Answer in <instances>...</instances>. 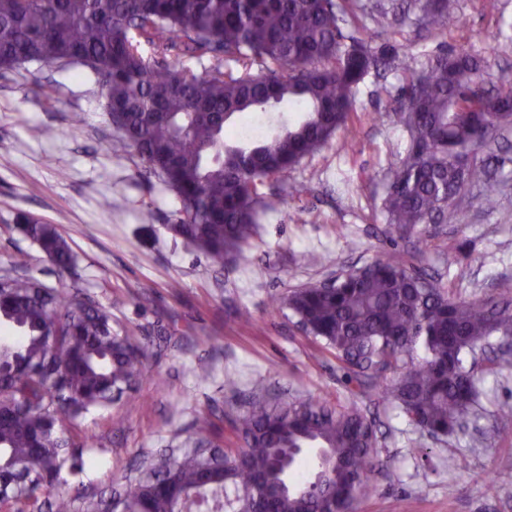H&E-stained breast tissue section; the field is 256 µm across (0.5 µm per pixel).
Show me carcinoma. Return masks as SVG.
Returning <instances> with one entry per match:
<instances>
[{"mask_svg":"<svg viewBox=\"0 0 512 512\" xmlns=\"http://www.w3.org/2000/svg\"><path fill=\"white\" fill-rule=\"evenodd\" d=\"M350 0H0V68L37 58L73 57L104 90L119 129L116 153H137L180 200L175 235L215 268L258 235L267 208L263 188L336 132L355 138V89L380 58L354 39L342 43ZM423 25L445 26L448 0H414ZM148 44L164 53L178 44L190 56L213 54L202 74L152 65ZM485 57L444 51L403 92L409 147L391 170L380 210L389 233L456 219V200L471 185L481 208L495 203L488 166L478 157L484 134L512 124V88L476 99L468 92ZM303 121L246 146L227 142L234 119L283 102ZM25 232L55 265L74 262L51 224ZM511 284L478 300L448 294L442 279L390 255L341 274L334 287L289 291L288 309L318 347L346 370L358 391L382 390L410 426L442 441L463 427L479 397L476 350L512 336ZM21 332L0 346V502L38 501L64 468L82 459L63 448L55 428L134 390L148 345L112 327V313L84 293L46 288L32 278H0V323ZM395 372L388 384L386 374ZM240 448L224 459L191 448L141 472L130 495L93 504L92 512H180L195 499L225 498L234 512H351L378 458L374 422L356 400L333 405L312 396L251 392L231 420ZM317 446L326 465L281 487L288 449Z\"/></svg>","mask_w":512,"mask_h":512,"instance_id":"cac0c4a2","label":"carcinoma"}]
</instances>
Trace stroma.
<instances>
[{
    "label": "stroma",
    "mask_w": 512,
    "mask_h": 512,
    "mask_svg": "<svg viewBox=\"0 0 512 512\" xmlns=\"http://www.w3.org/2000/svg\"><path fill=\"white\" fill-rule=\"evenodd\" d=\"M410 0H358L344 32L384 62L358 86L357 135L346 130L285 173L268 190L273 210L244 253L214 271L195 246L174 236L180 202L135 154L112 151L116 134L94 76L78 65L28 63L0 70V276L23 275L44 286L78 289L134 329L150 352L140 367L135 405L119 400L65 426L82 455L79 472L63 470L54 497L72 512L134 484L141 463L192 448L203 422L214 444L230 447L235 392L260 388L350 400L336 360L295 328L275 304L289 290L331 278L392 253H413L418 266L441 275L456 297L473 300L512 281V148L491 147L496 204L485 210L464 193L458 220L431 224L408 238L388 233L380 201L390 171L405 154L401 89L441 50L490 59L488 89L512 87V0L489 13L482 0H449L443 31L417 21ZM414 59L413 69L400 61ZM54 80L55 99L38 84ZM299 182L301 196L288 187ZM54 225L75 255L53 265L24 232L26 218ZM359 250H350L349 241ZM25 268L13 265L16 254ZM211 376L199 381V365ZM478 419L435 444L421 437L377 393L358 404L379 422L381 467L356 512H512V356L486 352ZM234 379L236 391L224 387ZM466 457L468 469L454 466ZM497 492L486 496V483Z\"/></svg>",
    "instance_id": "obj_1"
}]
</instances>
